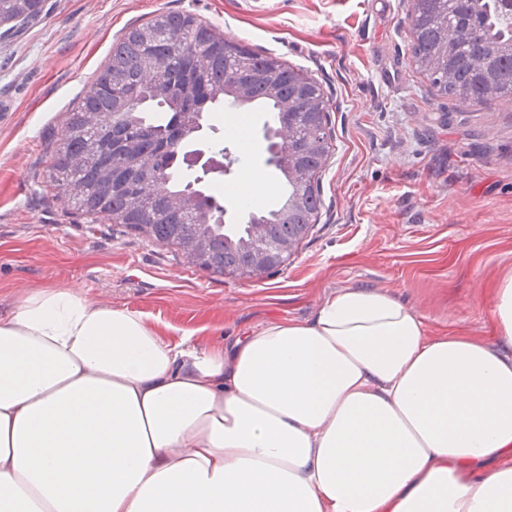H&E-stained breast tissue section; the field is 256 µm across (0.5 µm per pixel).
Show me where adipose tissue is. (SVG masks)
Returning <instances> with one entry per match:
<instances>
[{"label":"adipose tissue","mask_w":512,"mask_h":512,"mask_svg":"<svg viewBox=\"0 0 512 512\" xmlns=\"http://www.w3.org/2000/svg\"><path fill=\"white\" fill-rule=\"evenodd\" d=\"M0 512H512V358L367 287L216 348L41 288L0 317Z\"/></svg>","instance_id":"adipose-tissue-1"}]
</instances>
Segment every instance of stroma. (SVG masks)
I'll return each mask as SVG.
<instances>
[{"mask_svg":"<svg viewBox=\"0 0 512 512\" xmlns=\"http://www.w3.org/2000/svg\"><path fill=\"white\" fill-rule=\"evenodd\" d=\"M409 0H45L0 37V316L36 288L128 306L174 338L221 346L270 320H309L345 288L389 293L433 336H494L495 279L512 270V104L438 95L410 53ZM187 11L224 37L302 68L329 101L322 207L286 266L260 280L211 275L123 226L89 219L45 180L71 109L128 28ZM264 113L249 155L209 113L204 134L265 164Z\"/></svg>","mask_w":512,"mask_h":512,"instance_id":"35a3bbf8","label":"stroma"}]
</instances>
